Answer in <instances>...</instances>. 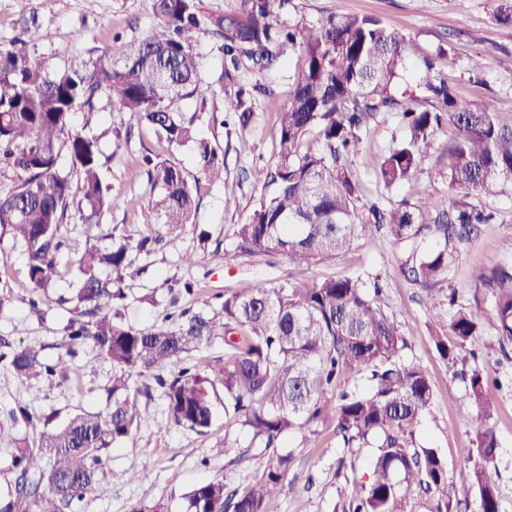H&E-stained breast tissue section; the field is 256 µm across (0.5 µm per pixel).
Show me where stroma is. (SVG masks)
I'll list each match as a JSON object with an SVG mask.
<instances>
[{
  "mask_svg": "<svg viewBox=\"0 0 512 512\" xmlns=\"http://www.w3.org/2000/svg\"><path fill=\"white\" fill-rule=\"evenodd\" d=\"M495 7L496 0H289L280 20L287 24L312 23L329 13L380 18L411 35L428 51L448 49V77L463 99L482 102L494 95L501 108L510 110L512 26L495 21ZM28 9L37 17L42 33L28 50L33 58L54 68L96 60L113 36L140 39L157 23L151 0H28ZM195 49L207 88L202 95L182 100L179 110L193 118L199 137L219 148L224 157L219 180L200 176L191 147H170L138 125L129 113L114 106L107 95H100L93 108H75L71 117L72 130L99 137L102 179L120 198L119 206L106 212L99 226L69 224L73 252H81L87 242H99L108 233L134 243L145 236L154 239L150 253H131L140 273L126 282L124 314L135 326L153 322L160 308L167 306L170 289L181 292L178 310L211 313L219 308L218 293L246 280L277 287L289 282L292 272L287 257L281 254L239 255L234 228L265 193L254 181L252 171L274 166L278 160L272 130L304 68V57L295 50L287 53L274 70L241 74L242 82L257 81L273 90L272 95L257 97L253 120L244 129L225 109L220 81L224 59L216 39L201 32ZM475 62L483 69L479 82L470 78L469 70ZM404 134L397 114H382L370 121L351 162L361 204L461 200V193L448 186L446 160L439 147L431 149L411 182L390 190L383 187L377 177L381 159ZM146 154L176 162L189 176L199 206L194 223L180 232L168 234L143 221L144 212L161 196L142 164ZM488 205L495 211L496 221L478 225L469 239L457 242L455 259L435 291L443 298L454 296L457 307L472 309L481 317L486 348L477 365L496 372L502 382L495 393L499 406L495 429L501 473L500 510L512 512V361L499 359L495 351L492 296L474 278L475 272L482 269L512 268V196L489 200ZM188 253L195 254L194 265L184 263L183 257ZM408 255L404 244L395 242L384 231H373L336 260L310 266L307 277L322 280L359 271L368 282L379 284L377 302L398 322L408 343L402 352L404 360L421 364L434 389L433 406L416 438L437 448L447 464L451 512H476V493L462 490L457 478L459 462L471 448L473 436L471 426L462 418L468 404L465 387L435 350L432 336L436 325L424 304L425 290L409 276L405 266ZM73 279V274H66L49 288L54 305L44 320H36L28 311V301L35 290L27 277L22 249L8 240L0 242V336L15 346L59 343L68 314L55 302L67 294ZM187 281L195 284L193 294L181 291ZM72 364L68 380L41 390L18 378L8 362L0 360L1 496L8 492L6 468L10 456L26 433L24 425L13 419L19 405L33 403L43 412H54L56 422L61 423L74 413L98 412L108 404L111 364L88 347L79 351ZM143 416L140 430L110 450L104 475L79 505V512H129L134 504L148 507L161 499L179 498L197 483L214 477L234 488L248 482L262 468L260 449L250 447L248 436L238 429H226L223 417H216L208 432L198 435L164 425L161 400H152ZM228 437L239 440L245 448L242 457L232 464L224 458V440ZM288 444L296 450L288 473L291 488L269 504L268 512H333L343 498L368 479L370 450L348 452L330 425L316 424L307 440L292 437ZM146 463L153 466L151 479L142 483L130 480V473Z\"/></svg>",
  "mask_w": 512,
  "mask_h": 512,
  "instance_id": "35a3bbf8",
  "label": "stroma"
}]
</instances>
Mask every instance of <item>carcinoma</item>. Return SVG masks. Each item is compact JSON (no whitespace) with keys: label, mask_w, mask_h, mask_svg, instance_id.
Returning <instances> with one entry per match:
<instances>
[{"label":"carcinoma","mask_w":512,"mask_h":512,"mask_svg":"<svg viewBox=\"0 0 512 512\" xmlns=\"http://www.w3.org/2000/svg\"><path fill=\"white\" fill-rule=\"evenodd\" d=\"M151 2L159 24L148 37L115 38L103 57L82 68L51 71L34 60L27 44L39 36L40 25L25 11L23 35L0 44V164L11 181L0 192V240L22 248L33 288L47 289L67 272L72 213L98 225L116 205L101 178L99 139L70 128L76 106L91 108L105 92L169 145H191L201 175L221 178L224 158L196 136L177 107L202 92L194 46L209 31L224 56L221 78L234 87L228 106L244 128L253 116L254 93L270 89L243 84L237 74L268 71L296 48L306 61L278 112V161L272 169H254L255 181L273 190L236 225L239 254L283 253L298 278L383 226L395 241L413 245L409 274L428 289V310L441 315L431 287L454 260L451 245L492 221L494 213L468 202L450 209L436 200L362 210L349 157L359 150L369 120L399 112L406 133L381 160L378 178L385 189L412 181L446 128L452 188L466 197L512 192V121L502 119L495 101L460 99L441 63L442 51H425L377 17L330 13L312 24L287 26L279 14L288 0H237L222 14L205 13L200 0ZM408 77L416 91L396 96L394 85ZM314 129L324 149L301 151ZM63 153L71 160L68 173L58 165ZM144 163L161 190L145 223L169 233L194 223L198 202L182 170L150 156ZM429 236L438 245L418 250L416 244ZM75 264L76 288L57 299L60 306L71 305L72 313L63 327L62 352L46 356L0 338V348H6L0 359H8L18 377L51 386L68 378L69 360L89 347L112 364V406L76 413L57 426L51 425L52 415L43 417L28 404L19 407L34 444L15 448L7 468L13 480L0 512H68L83 501L100 481L110 448L140 427V398L150 401L156 394L166 422L196 434L207 433L223 409L227 427L248 434L265 458L262 474L240 488L230 490L218 478L197 484L183 496L182 512H267L285 489L292 463L293 453L279 448L292 434L307 438L318 422L332 425L349 450L373 449L370 481L342 512H414L417 491L437 499V512H449L446 464L437 449L415 438L433 404L432 384L420 365L401 360L406 339L376 305L362 275L277 288L243 282L224 293L218 317L166 312L136 327L122 312L125 280L139 274L129 244H88ZM479 279L492 291L497 341L505 353L512 347V270L495 268ZM446 326L448 334L433 336L434 346L466 383L465 420L477 421L458 482L476 492L479 512H500L492 393L497 381L477 368L463 369L476 354L482 322L474 312L458 310ZM217 338L224 355L200 365L196 355ZM355 372L363 375L366 389L342 387Z\"/></svg>","instance_id":"1"}]
</instances>
